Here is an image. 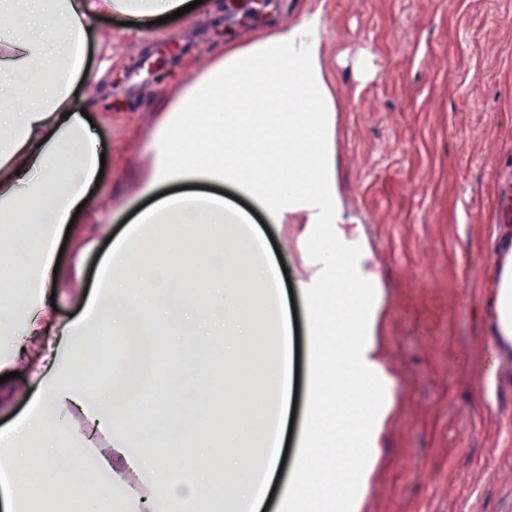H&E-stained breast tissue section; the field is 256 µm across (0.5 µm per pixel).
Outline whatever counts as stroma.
<instances>
[{
  "label": "stroma",
  "instance_id": "1",
  "mask_svg": "<svg viewBox=\"0 0 512 512\" xmlns=\"http://www.w3.org/2000/svg\"><path fill=\"white\" fill-rule=\"evenodd\" d=\"M211 9L127 32L98 24L111 65L90 89L105 155L93 214L116 215L136 193L164 105L225 44L298 21L309 0H214ZM327 67L340 105L344 199L367 224L388 309L386 360L400 378L395 426L368 512H512V360H495L489 278L512 248V224L491 223L497 174L512 168V0H326ZM373 68H360L364 59ZM167 289L178 340L177 399L132 430L140 448L202 434L214 409L199 381L224 378V341L175 317L186 287ZM231 383L251 399L271 386L260 360ZM0 430L25 414L27 376L0 383Z\"/></svg>",
  "mask_w": 512,
  "mask_h": 512
}]
</instances>
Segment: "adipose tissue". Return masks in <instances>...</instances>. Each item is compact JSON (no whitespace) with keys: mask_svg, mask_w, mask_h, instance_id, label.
Segmentation results:
<instances>
[{"mask_svg":"<svg viewBox=\"0 0 512 512\" xmlns=\"http://www.w3.org/2000/svg\"><path fill=\"white\" fill-rule=\"evenodd\" d=\"M189 0H0V223L33 220L36 244L25 262L0 250L9 267L24 266L14 287L27 302L0 301V328L13 329L9 366L26 361L30 337H41L46 372L34 374L33 409L0 433V476L45 485L59 480L74 456L108 475L101 512H112L121 490L129 512H164L153 490L170 470L142 455L119 428L129 412L120 397L92 394L77 380L93 335H135L157 290L177 287L165 264L137 258L155 224L169 227V246L188 265L209 266L207 280L186 295L180 314L198 335L224 339V362L243 361L269 321L276 337L274 385L262 406L284 412L295 390V328L284 301H245L240 275L263 290L271 275L291 267L314 336V369L304 406L312 430L291 478L288 512H364L368 491L392 430L399 376L383 359L386 294L366 227L342 195L336 147L338 104L325 64L327 19L322 6L297 23L225 47L163 110L147 147L149 161L137 192L144 205L101 261L95 294L77 293L79 317L52 325L54 289L82 281V262L58 264L55 243L81 245L91 234L86 203L101 169L99 141L85 116V92L98 73L91 49L105 38L96 25L121 14L139 25L172 15ZM252 200L284 234L282 261L253 253L249 215L225 203L223 186ZM233 225L208 249L184 251L208 225ZM502 357L512 356V253L490 291ZM253 431L238 422L224 431L225 470L237 482L213 480L210 443L198 446L192 475L212 494L257 512L263 494L235 450ZM43 448L34 456L32 447Z\"/></svg>","mask_w":512,"mask_h":512,"instance_id":"obj_1","label":"adipose tissue"}]
</instances>
